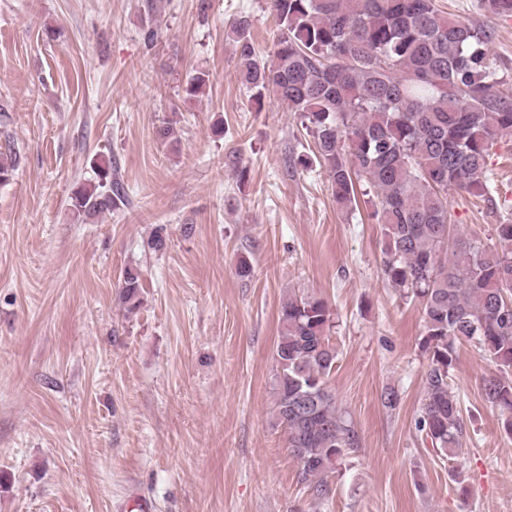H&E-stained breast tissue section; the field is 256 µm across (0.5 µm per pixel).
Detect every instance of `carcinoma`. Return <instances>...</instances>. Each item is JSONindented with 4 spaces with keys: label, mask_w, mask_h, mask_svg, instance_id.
<instances>
[{
    "label": "carcinoma",
    "mask_w": 512,
    "mask_h": 512,
    "mask_svg": "<svg viewBox=\"0 0 512 512\" xmlns=\"http://www.w3.org/2000/svg\"><path fill=\"white\" fill-rule=\"evenodd\" d=\"M512 16V0H480ZM280 29L274 51L260 57L246 17L230 28L249 99L261 108L277 96L315 143L314 161L336 207L358 206L368 187L371 216L382 225L383 271L390 284L419 300L423 348L430 363L416 429L454 458L465 425L448 383L456 345L473 342L495 366L482 378L485 402L512 435V220L495 242L468 239L451 223L448 190L490 199L487 157L512 136V87L499 77L494 32L447 16L434 0H267ZM209 77L188 79V98ZM82 186L71 206L92 216L124 195L112 163ZM126 314L142 303V273L128 267L119 283ZM274 361V425L300 464L299 480L328 492L336 462L360 445L328 386L336 367L333 313L320 298L283 302Z\"/></svg>",
    "instance_id": "cac0c4a2"
}]
</instances>
